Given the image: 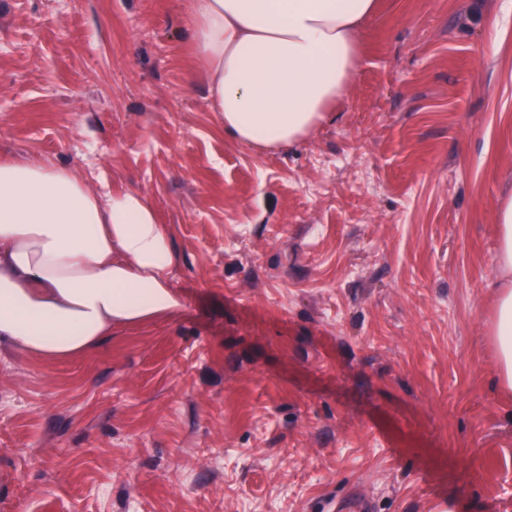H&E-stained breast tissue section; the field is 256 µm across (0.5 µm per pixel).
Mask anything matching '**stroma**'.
I'll return each mask as SVG.
<instances>
[{
	"label": "stroma",
	"instance_id": "obj_1",
	"mask_svg": "<svg viewBox=\"0 0 512 512\" xmlns=\"http://www.w3.org/2000/svg\"><path fill=\"white\" fill-rule=\"evenodd\" d=\"M378 2L331 117L259 152L182 0H0V159L141 192L182 303L0 343V512H512V0ZM500 221L498 264L503 284L497 300L492 340L497 351L500 382L506 389L512 390V201L502 205Z\"/></svg>",
	"mask_w": 512,
	"mask_h": 512
}]
</instances>
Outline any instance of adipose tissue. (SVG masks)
<instances>
[{
  "instance_id": "1",
  "label": "adipose tissue",
  "mask_w": 512,
  "mask_h": 512,
  "mask_svg": "<svg viewBox=\"0 0 512 512\" xmlns=\"http://www.w3.org/2000/svg\"><path fill=\"white\" fill-rule=\"evenodd\" d=\"M375 0H186L209 99L234 141L297 144L353 82ZM503 284L492 340L512 390V201L500 210ZM172 239L140 193L88 188L66 167L0 160V342L47 360L100 343L113 325L176 314Z\"/></svg>"
}]
</instances>
